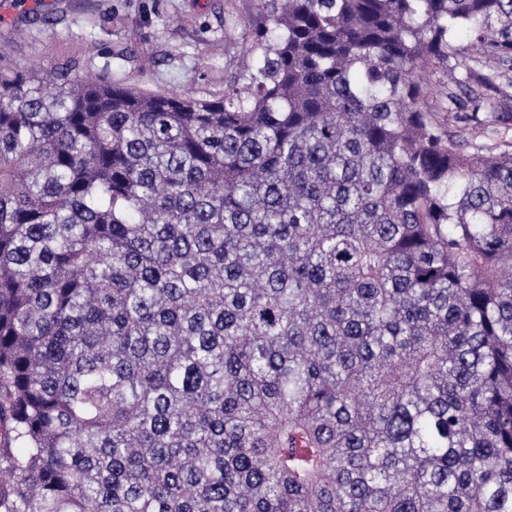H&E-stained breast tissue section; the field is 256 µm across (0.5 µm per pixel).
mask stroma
Instances as JSON below:
<instances>
[{"label": "stroma", "instance_id": "obj_1", "mask_svg": "<svg viewBox=\"0 0 512 512\" xmlns=\"http://www.w3.org/2000/svg\"><path fill=\"white\" fill-rule=\"evenodd\" d=\"M0 67L83 71L149 92L223 93L242 72L260 0H0Z\"/></svg>", "mask_w": 512, "mask_h": 512}]
</instances>
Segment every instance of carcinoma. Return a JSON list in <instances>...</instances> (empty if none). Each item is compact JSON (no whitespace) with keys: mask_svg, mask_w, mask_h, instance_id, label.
<instances>
[{"mask_svg":"<svg viewBox=\"0 0 512 512\" xmlns=\"http://www.w3.org/2000/svg\"><path fill=\"white\" fill-rule=\"evenodd\" d=\"M261 3L221 96L0 69V512H512V141L446 117L512 0Z\"/></svg>","mask_w":512,"mask_h":512,"instance_id":"cac0c4a2","label":"carcinoma"}]
</instances>
